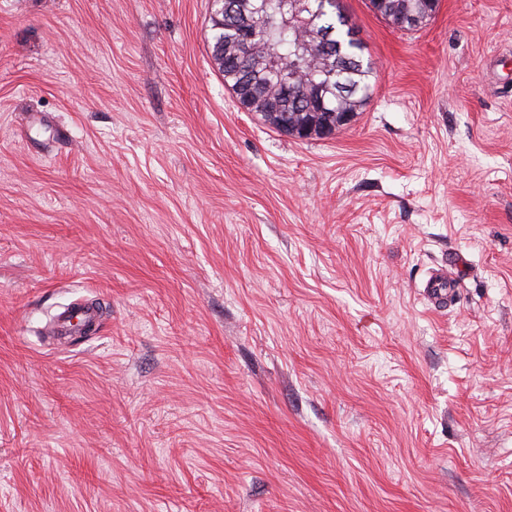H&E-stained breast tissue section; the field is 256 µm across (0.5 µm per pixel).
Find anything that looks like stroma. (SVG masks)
I'll list each match as a JSON object with an SVG mask.
<instances>
[{"mask_svg": "<svg viewBox=\"0 0 512 512\" xmlns=\"http://www.w3.org/2000/svg\"><path fill=\"white\" fill-rule=\"evenodd\" d=\"M341 6L373 89L299 140L209 0H0V512H512V0ZM434 7L438 9L439 0H431ZM371 10L382 19L394 26L404 29L401 24L410 13L425 14L433 10L429 0H369ZM415 25L413 18L404 21V25ZM423 288L432 306L451 303L454 298L455 279L448 272V264L435 268L425 281ZM100 311L93 303H76L58 314L53 333L61 338H79L89 326L97 330L100 325Z\"/></svg>", "mask_w": 512, "mask_h": 512, "instance_id": "1", "label": "stroma"}]
</instances>
